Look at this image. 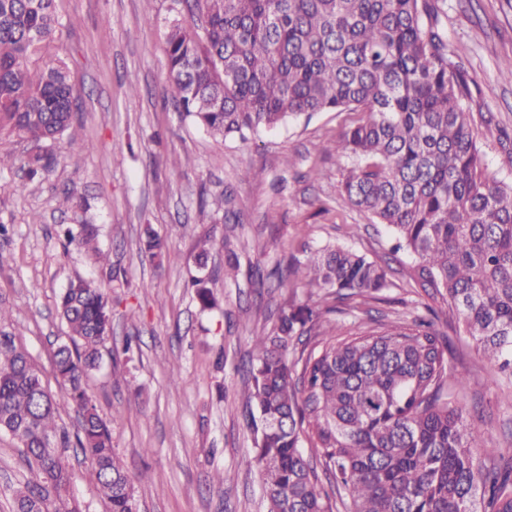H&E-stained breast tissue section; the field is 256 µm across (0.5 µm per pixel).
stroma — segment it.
<instances>
[{"label":"stroma","mask_w":512,"mask_h":512,"mask_svg":"<svg viewBox=\"0 0 512 512\" xmlns=\"http://www.w3.org/2000/svg\"><path fill=\"white\" fill-rule=\"evenodd\" d=\"M447 4L445 32L469 84L477 144L490 175L511 183L512 83L499 68L512 57V0ZM55 7L62 25L44 54L66 61L78 108L71 143L56 150L44 179L0 172V224L9 228L0 238V299L71 435L77 416L52 372L65 338L58 298L78 277L108 293L112 335L87 385L100 414L116 420L113 443L137 480L139 512H267L260 472L249 464L254 444L243 400L251 338L272 328L279 306L306 301L307 291L289 283L257 294L251 270L305 259V244L348 247L387 267L383 292L344 300L327 315L324 328L345 334L373 318L411 319L428 302L407 275L412 256L392 252L389 229L340 192L343 165L330 147L359 115L319 112L244 141L209 136L166 94V35L185 12L181 0H55ZM256 169L262 178H252ZM70 191L87 196L98 245L123 270L124 285L108 282L92 253L66 246L63 231L76 216L60 201ZM228 210L239 223H225ZM145 224L167 242L162 261L138 253ZM228 237L249 243L234 279L224 276ZM201 239L209 242L216 300L207 311L188 286ZM441 331L456 369L476 380L455 402L481 435L478 457L512 455V380L482 386L492 368L475 343L458 323ZM175 370L182 383H172ZM66 456L82 512H108L93 465L75 447ZM217 473L223 484L213 483ZM31 478L16 443L0 434V512H13L14 489Z\"/></svg>","instance_id":"1"}]
</instances>
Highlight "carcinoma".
Segmentation results:
<instances>
[{"label":"carcinoma","mask_w":512,"mask_h":512,"mask_svg":"<svg viewBox=\"0 0 512 512\" xmlns=\"http://www.w3.org/2000/svg\"><path fill=\"white\" fill-rule=\"evenodd\" d=\"M191 22L167 33V95L214 137H239L315 112L364 116L336 139L344 160L342 194L389 227L396 248L414 257L411 278L430 299L412 323L358 325L328 334L306 353L289 348L336 311L323 302L371 295L387 270L342 247L294 261L287 277L317 289L320 301L281 306L273 329L252 337L244 390L267 512H333L302 450L307 437L347 499L348 512H512V461L488 467L475 454L481 436L448 389L473 379L448 359L435 320L455 318L496 373L512 374V185L492 177L468 119L470 91L448 46L445 0H188ZM59 24L53 0H0V137L37 151L20 165L30 181L52 163L73 119L74 87L63 59L34 56ZM66 245L96 255L90 204ZM149 224L140 251L162 257ZM209 278L192 287L213 305ZM67 342L54 372L78 414L76 446L96 471L109 512H129L135 485L113 445L117 416L102 417L87 389L112 329V307L95 282L61 293ZM0 300V432L23 448L34 480L13 491L14 512H80L60 448L57 406L41 370L10 329Z\"/></svg>","instance_id":"carcinoma-1"}]
</instances>
